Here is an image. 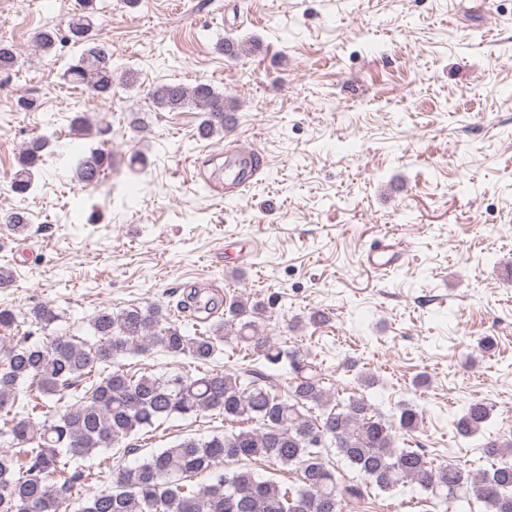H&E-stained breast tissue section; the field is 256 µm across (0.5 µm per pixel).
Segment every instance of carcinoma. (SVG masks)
Instances as JSON below:
<instances>
[{
    "mask_svg": "<svg viewBox=\"0 0 512 512\" xmlns=\"http://www.w3.org/2000/svg\"><path fill=\"white\" fill-rule=\"evenodd\" d=\"M78 6L66 29H43L34 43L45 54L63 42L83 45L66 75L105 101L112 98L116 75L112 52L94 38L95 0H79ZM17 59L14 45H0V69H13ZM150 96L172 112L191 107L203 112L198 133L205 139L224 133V114L233 110L224 94L205 82L164 84ZM47 143L45 136L27 142L10 181L12 192L25 196L34 190L33 172L43 164ZM111 165L110 152L92 149L78 159L73 177L93 185ZM28 224L21 210L0 214V226L9 231ZM222 303L224 318L205 333L169 320L161 304L119 312L105 307L88 321L91 340L35 337L59 318L49 304L26 311L0 307L1 330L29 325L15 344L0 347V438L8 447L0 451V512H360L371 488L386 492L408 482L431 492L435 512H459L458 502L470 495L487 512H512L511 442L485 439L483 452L497 464L482 473L451 462L436 465L420 450L398 446L399 433L416 432L422 415L405 404L398 422L382 418L365 394L376 384L374 375L358 374L363 392L336 402L309 354L286 350L264 334L262 302L234 296ZM234 343L262 357L265 369L288 361V388L278 392L265 369L253 365L241 371L212 368L196 376H136L118 364L123 356L158 348L207 365ZM22 385L27 398L20 405ZM204 411L219 412L239 430L186 437L132 468L112 470L111 486L72 495L74 487L95 479L82 461L97 451L173 417L193 418ZM490 416L484 402H470L454 420L456 433L471 438L485 430ZM332 447L356 477H336L325 460ZM254 458L294 468L297 483L281 485L250 470L230 475L221 470L226 459ZM203 473L210 484L192 483Z\"/></svg>",
    "mask_w": 512,
    "mask_h": 512,
    "instance_id": "cac0c4a2",
    "label": "carcinoma"
}]
</instances>
